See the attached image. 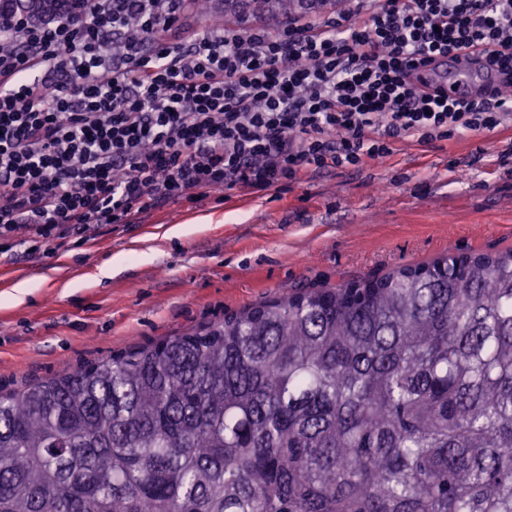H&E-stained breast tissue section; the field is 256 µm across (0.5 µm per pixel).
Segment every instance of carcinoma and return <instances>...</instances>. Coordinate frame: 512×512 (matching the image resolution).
I'll list each match as a JSON object with an SVG mask.
<instances>
[{
  "instance_id": "carcinoma-1",
  "label": "carcinoma",
  "mask_w": 512,
  "mask_h": 512,
  "mask_svg": "<svg viewBox=\"0 0 512 512\" xmlns=\"http://www.w3.org/2000/svg\"><path fill=\"white\" fill-rule=\"evenodd\" d=\"M17 10L83 0H0ZM0 512H512V248L272 297L1 392Z\"/></svg>"
}]
</instances>
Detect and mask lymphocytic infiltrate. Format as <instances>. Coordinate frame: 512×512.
<instances>
[{
  "mask_svg": "<svg viewBox=\"0 0 512 512\" xmlns=\"http://www.w3.org/2000/svg\"><path fill=\"white\" fill-rule=\"evenodd\" d=\"M185 0H86V21L0 23V240L50 246L161 203L492 132L512 113V0H356L340 14L183 22ZM143 34H125L127 18ZM491 62L470 101L419 80Z\"/></svg>",
  "mask_w": 512,
  "mask_h": 512,
  "instance_id": "f902f5d3",
  "label": "lymphocytic infiltrate"
}]
</instances>
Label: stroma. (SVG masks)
Segmentation results:
<instances>
[{"label":"stroma","instance_id":"35a3bbf8","mask_svg":"<svg viewBox=\"0 0 512 512\" xmlns=\"http://www.w3.org/2000/svg\"><path fill=\"white\" fill-rule=\"evenodd\" d=\"M512 122L0 254V391L448 249L512 247Z\"/></svg>","mask_w":512,"mask_h":512}]
</instances>
